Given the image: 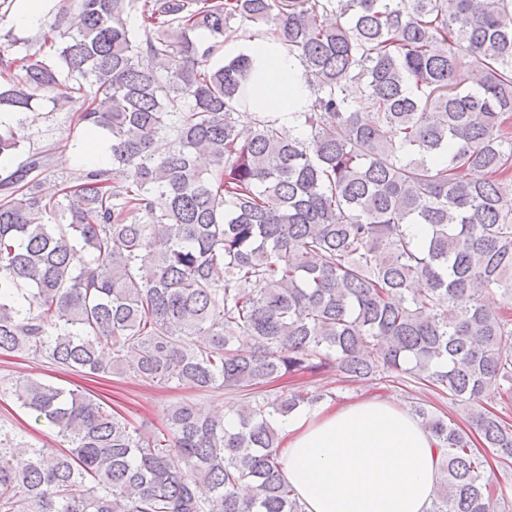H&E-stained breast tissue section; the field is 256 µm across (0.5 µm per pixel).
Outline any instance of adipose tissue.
Listing matches in <instances>:
<instances>
[{"instance_id":"ef3b65f1","label":"adipose tissue","mask_w":512,"mask_h":512,"mask_svg":"<svg viewBox=\"0 0 512 512\" xmlns=\"http://www.w3.org/2000/svg\"><path fill=\"white\" fill-rule=\"evenodd\" d=\"M248 58L259 111L287 125L312 90L300 61L271 36L225 42ZM288 438L282 476L305 512H428L440 455L435 439L397 402L368 398L278 418Z\"/></svg>"}]
</instances>
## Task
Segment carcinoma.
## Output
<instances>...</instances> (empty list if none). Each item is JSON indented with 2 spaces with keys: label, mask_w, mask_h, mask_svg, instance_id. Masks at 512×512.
I'll use <instances>...</instances> for the list:
<instances>
[{
  "label": "carcinoma",
  "mask_w": 512,
  "mask_h": 512,
  "mask_svg": "<svg viewBox=\"0 0 512 512\" xmlns=\"http://www.w3.org/2000/svg\"><path fill=\"white\" fill-rule=\"evenodd\" d=\"M259 34L313 91L286 130L240 123L250 63L215 61ZM0 67L21 71L0 160L46 96L112 153L60 197L44 151L0 177V354L245 396L232 430L184 401L155 435L19 381L66 448L0 427V512H303L274 420L332 392L264 387L330 372L465 404L480 449L415 408L442 448L430 512H491L484 449L512 466V423L480 401L512 399V0H71L34 40L0 34Z\"/></svg>",
  "instance_id": "cac0c4a2"
}]
</instances>
